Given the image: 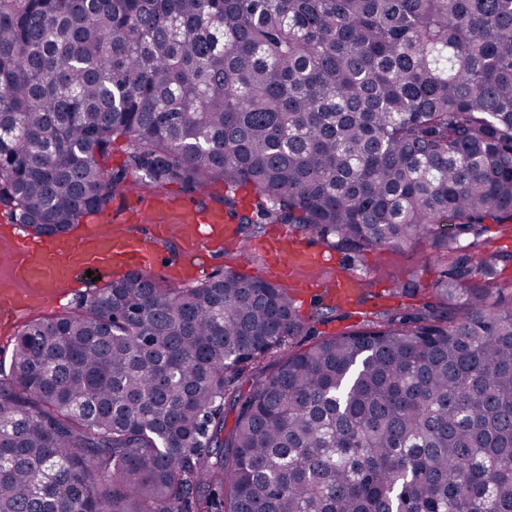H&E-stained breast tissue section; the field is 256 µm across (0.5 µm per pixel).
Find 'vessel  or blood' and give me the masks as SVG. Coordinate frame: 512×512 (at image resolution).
I'll return each instance as SVG.
<instances>
[{"instance_id":"b4317fda","label":"vessel or blood","mask_w":512,"mask_h":512,"mask_svg":"<svg viewBox=\"0 0 512 512\" xmlns=\"http://www.w3.org/2000/svg\"><path fill=\"white\" fill-rule=\"evenodd\" d=\"M147 209L153 229L138 236L96 224L76 239L66 235L12 238L11 252L22 256L13 271L15 278L49 288L80 270L126 267L147 273L169 235L179 234L184 251L192 253L237 236L236 225L217 208L160 197L148 201Z\"/></svg>"}]
</instances>
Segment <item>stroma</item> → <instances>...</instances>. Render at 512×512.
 Returning <instances> with one entry per match:
<instances>
[{
	"instance_id": "35a3bbf8",
	"label": "stroma",
	"mask_w": 512,
	"mask_h": 512,
	"mask_svg": "<svg viewBox=\"0 0 512 512\" xmlns=\"http://www.w3.org/2000/svg\"><path fill=\"white\" fill-rule=\"evenodd\" d=\"M149 185H140L135 196H116L111 208L100 214V222L115 224L132 235L141 234L145 223L136 218L143 199L154 195ZM301 242L312 251L322 254L319 262L285 267L283 260L270 250L280 233ZM252 251L248 260H241L239 248L234 242L224 244L223 251L205 256L201 276L214 272L235 270L250 277L275 282L287 288L289 295L305 322L301 335L287 339L289 350H298L324 337L355 330L367 325L376 314L387 312L402 315L421 306V296H405L394 292V282L415 278L421 287H431L441 272L450 267L446 256L436 253L425 243L354 253L331 247L318 236L305 234L295 225H267L264 233L252 239ZM357 277L365 282L360 295L352 302L333 304L323 292L317 296L304 293L303 285L310 284L324 289L333 287L346 277ZM91 278H83L75 287L66 289L59 299H48L40 305L20 312L10 323L0 322V363L11 361L13 340L18 330L36 319H48L64 312L78 310L84 295L92 291Z\"/></svg>"
}]
</instances>
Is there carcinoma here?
Instances as JSON below:
<instances>
[{
    "instance_id": "carcinoma-1",
    "label": "carcinoma",
    "mask_w": 512,
    "mask_h": 512,
    "mask_svg": "<svg viewBox=\"0 0 512 512\" xmlns=\"http://www.w3.org/2000/svg\"><path fill=\"white\" fill-rule=\"evenodd\" d=\"M143 177L231 214L252 187L253 236L455 261L293 352L288 290L234 270L25 325L0 512H512V295L462 240L512 222V0H0V210L72 230Z\"/></svg>"
}]
</instances>
